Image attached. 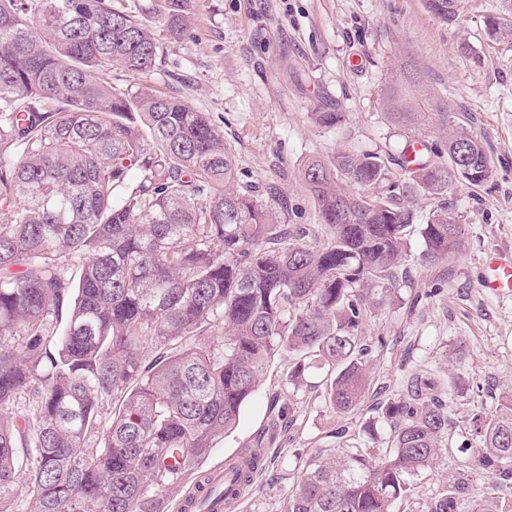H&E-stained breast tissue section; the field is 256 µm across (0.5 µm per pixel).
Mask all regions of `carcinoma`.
Returning a JSON list of instances; mask_svg holds the SVG:
<instances>
[{
  "instance_id": "carcinoma-1",
  "label": "carcinoma",
  "mask_w": 512,
  "mask_h": 512,
  "mask_svg": "<svg viewBox=\"0 0 512 512\" xmlns=\"http://www.w3.org/2000/svg\"><path fill=\"white\" fill-rule=\"evenodd\" d=\"M194 0H0V512L22 485L28 512H162L160 492L191 473L237 425L272 356L318 358L336 411L359 410L369 380L358 336L362 288L397 287L411 199H443L420 218L421 260L460 245L444 198L489 181V156L452 120L415 62L394 69L388 119L440 145L399 175L377 155L307 162L304 178L330 231L320 246L281 223L240 182L231 147L203 112L147 87L119 90L112 68L145 74L190 31ZM485 32L512 36V0ZM448 24L461 0H424ZM335 128L345 115L313 113ZM466 153L469 169L449 173ZM347 180L357 187L347 192ZM221 336L215 347L178 346ZM154 352L152 359L144 350ZM448 383L416 374L381 406L390 446L305 470L289 512H393L406 476L447 453ZM112 412L105 413L107 408ZM426 512H459L469 476H493L499 496L473 512H512V397L474 428ZM101 445L84 451L91 439ZM263 466L258 453L224 471V505Z\"/></svg>"
}]
</instances>
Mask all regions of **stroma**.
I'll return each mask as SVG.
<instances>
[{
  "instance_id": "stroma-1",
  "label": "stroma",
  "mask_w": 512,
  "mask_h": 512,
  "mask_svg": "<svg viewBox=\"0 0 512 512\" xmlns=\"http://www.w3.org/2000/svg\"><path fill=\"white\" fill-rule=\"evenodd\" d=\"M499 5L463 0L450 25L423 0H196L190 37L163 40L148 74L113 71V85L147 86L208 113L236 156L241 181L296 228H321L302 175L308 158L330 163L339 152L367 149L394 165L405 132L387 121L380 90L405 57L447 96L491 160L487 183L448 197L462 228L458 251L422 263V238L411 232L404 281L367 289L362 339L373 379L358 412L330 405L323 363L307 364L294 381L293 355L276 354L236 429L199 465L209 472L261 448L264 466L235 512H288L291 489L322 458L342 460L356 450L379 460L390 427L378 409L415 374L453 387L448 454L409 475L408 496L395 506L425 512L457 459L475 448L468 433L474 418L512 396V298L480 286L487 255L512 251V38L488 40L484 23ZM326 108L345 112V123L318 126L313 114Z\"/></svg>"
}]
</instances>
